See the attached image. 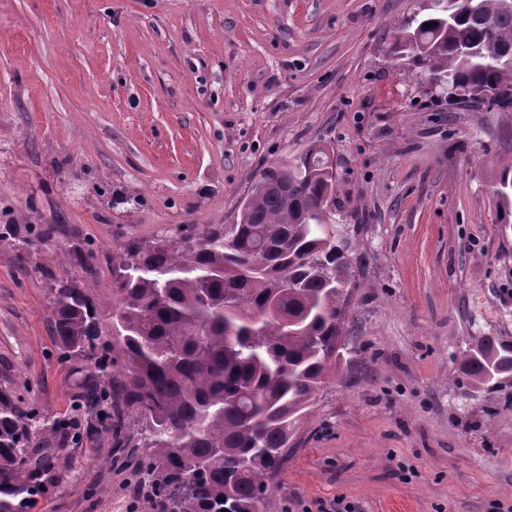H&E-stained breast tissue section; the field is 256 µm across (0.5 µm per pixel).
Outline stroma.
Masks as SVG:
<instances>
[{"instance_id":"1","label":"stroma","mask_w":512,"mask_h":512,"mask_svg":"<svg viewBox=\"0 0 512 512\" xmlns=\"http://www.w3.org/2000/svg\"><path fill=\"white\" fill-rule=\"evenodd\" d=\"M424 0H0V391L56 437L22 512H160L139 425L91 421L125 375L52 330L59 281L113 307L130 242L236 223L253 182L310 145L336 171L351 284L336 378L264 512H512V381L461 356L512 342V108L433 102L391 48ZM79 252L77 260L64 256ZM462 368L470 387L484 388L500 376L512 374V343L484 336L466 352Z\"/></svg>"}]
</instances>
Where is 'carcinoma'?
<instances>
[{"label": "carcinoma", "mask_w": 512, "mask_h": 512, "mask_svg": "<svg viewBox=\"0 0 512 512\" xmlns=\"http://www.w3.org/2000/svg\"><path fill=\"white\" fill-rule=\"evenodd\" d=\"M431 22L433 26L426 27ZM393 51L426 79L446 80L450 104L512 107V0L436 5L399 29ZM313 145L261 173L240 220L191 246L128 244L113 270L112 335L127 361L120 404L89 409L120 431L140 423L139 465L154 475L164 512H262L298 424L336 374L349 266L326 233L336 176ZM54 333L70 353L94 349L100 322L84 291L63 282ZM468 385L512 374V343L483 337L462 360ZM56 427L31 428L0 392V512H20L52 457Z\"/></svg>", "instance_id": "carcinoma-1"}]
</instances>
